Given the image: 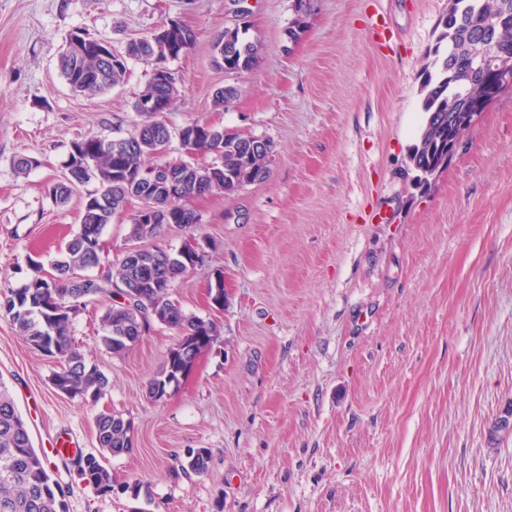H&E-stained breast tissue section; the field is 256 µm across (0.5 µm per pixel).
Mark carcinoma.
Masks as SVG:
<instances>
[{
  "mask_svg": "<svg viewBox=\"0 0 512 512\" xmlns=\"http://www.w3.org/2000/svg\"><path fill=\"white\" fill-rule=\"evenodd\" d=\"M441 31L429 51L419 85L422 112L426 114L416 142L407 155L412 182L428 186L448 167V136H461L465 129L448 122L466 99L483 95L481 78L474 70V57L482 54L487 39L512 47V0H448V11L440 21ZM174 37L176 51L188 52L196 41L193 29L173 22L164 32L129 41L116 50L99 38L83 33L82 47L67 42L59 58L61 76L79 94L96 95L121 84L129 62L139 61L158 69L168 61L166 38ZM215 59L224 70L240 73L252 70L263 51L262 43L249 35V28L236 24L224 28V35L213 45ZM178 92L175 82L160 84L151 78L134 102L140 116L127 133V147L112 152V141L88 138L72 144L63 180L51 185L56 203L68 202L73 189L92 180L99 188L84 201L80 228L69 241L61 258L52 263L54 274H42V265L29 260L32 275L22 288H16L0 302L10 315L16 332L41 355L58 364L53 371V388L72 399L95 403L107 390L109 381L75 345L72 321L87 302L109 298L101 316L104 334L101 344L121 356L140 341L143 331L158 323L175 332L161 369L147 384V397L159 402L174 388L193 365L200 349L218 336L211 320L186 313L171 299L170 287L187 273L183 259L170 261L168 250L151 244L165 226L190 227L198 215L183 201L215 192L233 194L242 183L250 184L269 174L266 153L252 149L254 136L241 135L220 127L192 120L180 127L185 138H194L197 155H211L213 161L164 159L161 147L172 138L168 125L156 112H143L140 103L153 99L168 106ZM162 168L173 175L176 187L163 177L150 185L127 180L130 169ZM153 200L163 220L141 224L130 219L129 239L140 249L126 253L122 261L106 272L91 276L99 265V238L106 225L123 215L129 202ZM121 284L120 292L112 288ZM127 296L129 305L115 301ZM132 421L117 413H100L94 420L100 455L81 458V476L102 493L113 490L112 473L103 464L105 456L118 457L133 451ZM211 461L207 448H191L176 457V470L185 475H202ZM0 512H64L62 490L51 481L48 458L34 448L28 425L13 397L0 384Z\"/></svg>",
  "mask_w": 512,
  "mask_h": 512,
  "instance_id": "carcinoma-1",
  "label": "carcinoma"
}]
</instances>
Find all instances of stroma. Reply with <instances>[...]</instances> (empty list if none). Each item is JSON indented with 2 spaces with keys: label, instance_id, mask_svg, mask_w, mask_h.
I'll list each match as a JSON object with an SVG mask.
<instances>
[{
  "label": "stroma",
  "instance_id": "1",
  "mask_svg": "<svg viewBox=\"0 0 512 512\" xmlns=\"http://www.w3.org/2000/svg\"><path fill=\"white\" fill-rule=\"evenodd\" d=\"M447 9L313 0L296 31L292 0H0V297L79 230L96 183L64 205L49 193L72 143L131 131L151 78L133 61L120 86L73 93L57 60L74 32L119 50L172 21L193 28V48L168 63L179 93L163 120L274 145L266 179L189 199L198 224L157 241H211L171 297L219 330L164 400L145 390L172 330L152 325L115 357L100 342L102 303H87L72 335L109 380L90 405L54 391L55 363L0 311V382L37 450L69 435L97 452L103 411L135 427L133 451L105 459L112 494L81 478L78 455L52 458L65 512H512V435L490 436L512 411V90L431 186L403 176ZM242 21L264 50L230 74L213 44ZM227 85L238 98L215 108ZM21 155L36 161L24 174ZM218 272L220 308L209 295ZM189 448L209 449L205 474L174 473Z\"/></svg>",
  "mask_w": 512,
  "mask_h": 512
}]
</instances>
